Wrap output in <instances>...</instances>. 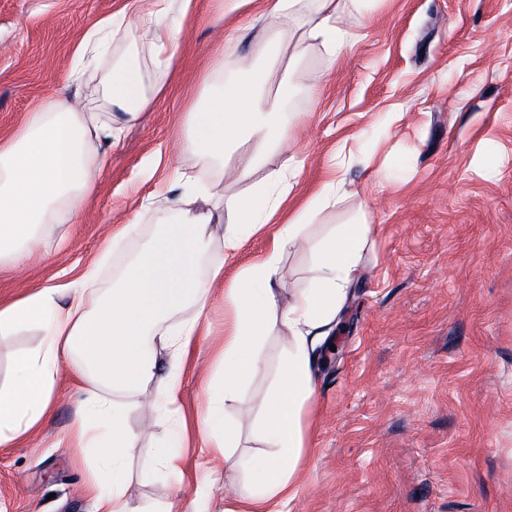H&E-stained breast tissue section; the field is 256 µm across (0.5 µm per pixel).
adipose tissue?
Wrapping results in <instances>:
<instances>
[{
    "label": "adipose tissue",
    "instance_id": "obj_1",
    "mask_svg": "<svg viewBox=\"0 0 512 512\" xmlns=\"http://www.w3.org/2000/svg\"><path fill=\"white\" fill-rule=\"evenodd\" d=\"M366 2L264 0L251 22L263 25L269 35L252 45L250 57L265 59L288 40L293 44L291 63L300 62L311 44L336 59L355 40L342 13H361ZM190 4L191 0H129L119 15L97 21L86 31L80 44L84 50L121 39L131 26L148 36L151 70L120 59L101 77L104 101L123 112L124 124L138 121L162 92V77L177 47V31L166 18L174 11L186 14ZM205 82L206 103L186 114L187 146L220 173L226 156L256 140V149L233 169L241 180L265 171L256 192L224 196L218 186H199L192 174L180 173L188 192L219 197L220 216L177 206L171 221L143 245L115 288L96 301L87 298V289L95 282L91 270L77 285H47L0 300L1 336L28 329L42 333L37 349L15 357L13 385L0 389V447H10L42 424L51 410L61 365L80 355L84 366L71 374L84 394L74 437L79 448L94 449L112 466L110 489H103L96 473L87 484L96 512H141L126 495V461L138 435L126 425L115 393L134 396L149 390L158 407L172 411L181 388L180 366L207 331L211 294L199 277L202 255L217 239L225 252H235L245 236L271 222L288 194L285 170L270 171L266 165L269 155L282 150L289 139L290 127L278 114L293 86L283 79L275 91L264 93L247 82L224 83L215 70ZM113 134L111 113L83 111L62 91L29 113L10 138L0 140V262L23 264L40 243L42 226L77 221L80 203L93 189V144L112 139ZM336 187V182L325 183L287 228L273 234L263 261L228 290L234 319L215 354L223 384L210 394L196 425L208 455L232 462L237 437L224 417L223 404L235 399L260 369L261 339L282 329L289 335L277 385L264 401L263 439L275 453L255 460L257 485L240 512H282L303 478L305 418L316 391V347L332 333L358 273L367 225H347L318 246L312 288L281 297L277 276L281 257L298 246L303 225L330 202ZM186 307L193 309V317L175 321V314Z\"/></svg>",
    "mask_w": 512,
    "mask_h": 512
}]
</instances>
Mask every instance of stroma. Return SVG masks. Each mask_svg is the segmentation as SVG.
<instances>
[{
  "instance_id": "1",
  "label": "stroma",
  "mask_w": 512,
  "mask_h": 512,
  "mask_svg": "<svg viewBox=\"0 0 512 512\" xmlns=\"http://www.w3.org/2000/svg\"><path fill=\"white\" fill-rule=\"evenodd\" d=\"M127 0H0V138L66 86L88 27ZM257 0L223 14L219 0H193L180 20L176 55L138 123L97 145L96 180L76 223L46 225L24 265L0 264V298L78 281L97 265L100 292L115 285L134 253L183 197L177 173L219 181L185 150V114L203 78L223 58L224 81L264 36L250 26ZM353 47L336 62L309 49L299 65L280 57L270 76H289L285 104L299 115L289 155L300 163L283 205L293 209L322 183L343 181L335 200L302 230L304 244L280 263L282 294L311 287L314 249L345 225H369L359 273L339 314L336 358L317 363L306 431L305 478L284 512H512V0H370L351 17ZM127 237H120L123 226ZM268 233L233 254L212 245L201 275L212 284L211 334L186 360L181 415L204 410L205 384L220 386L214 361L233 314L227 284L268 252ZM262 372L248 379L225 416L239 425L238 468L222 458L198 470V438L184 475L142 480V461L162 447L169 417L151 393L133 397L127 425L140 438L126 467L128 493L146 512H235L255 487L253 458L267 455L258 418L288 353V335L260 344ZM63 364L50 416L0 447V512H92L87 470L72 425L81 395ZM210 486L196 497V482Z\"/></svg>"
}]
</instances>
